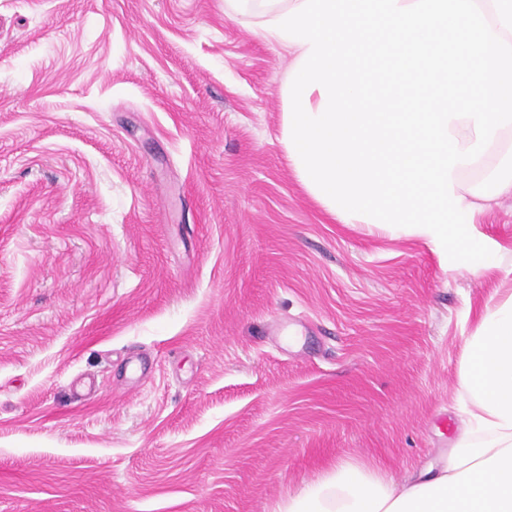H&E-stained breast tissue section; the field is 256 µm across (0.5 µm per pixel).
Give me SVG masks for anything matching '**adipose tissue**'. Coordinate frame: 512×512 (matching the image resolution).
<instances>
[{"mask_svg":"<svg viewBox=\"0 0 512 512\" xmlns=\"http://www.w3.org/2000/svg\"><path fill=\"white\" fill-rule=\"evenodd\" d=\"M465 354L459 388L471 410L445 462L398 482L341 460L275 512H512V295L485 307Z\"/></svg>","mask_w":512,"mask_h":512,"instance_id":"1","label":"adipose tissue"}]
</instances>
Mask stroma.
<instances>
[{"label":"stroma","mask_w":512,"mask_h":512,"mask_svg":"<svg viewBox=\"0 0 512 512\" xmlns=\"http://www.w3.org/2000/svg\"><path fill=\"white\" fill-rule=\"evenodd\" d=\"M259 22L0 0V512H273L339 459H446L512 197L473 218L488 271L339 223Z\"/></svg>","instance_id":"obj_1"}]
</instances>
